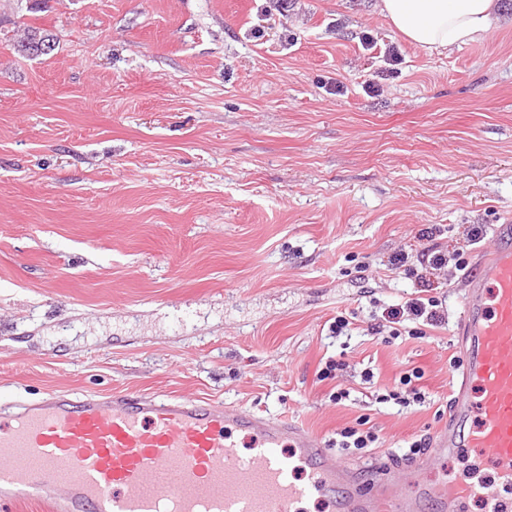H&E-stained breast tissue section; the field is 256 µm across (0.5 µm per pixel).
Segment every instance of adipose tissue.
Here are the masks:
<instances>
[{"label":"adipose tissue","instance_id":"ef3b65f1","mask_svg":"<svg viewBox=\"0 0 512 512\" xmlns=\"http://www.w3.org/2000/svg\"><path fill=\"white\" fill-rule=\"evenodd\" d=\"M499 0H379L380 14L411 43L454 47L477 41L492 27Z\"/></svg>","mask_w":512,"mask_h":512}]
</instances>
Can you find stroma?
Returning <instances> with one entry per match:
<instances>
[{"label": "stroma", "instance_id": "stroma-1", "mask_svg": "<svg viewBox=\"0 0 512 512\" xmlns=\"http://www.w3.org/2000/svg\"><path fill=\"white\" fill-rule=\"evenodd\" d=\"M500 4L481 40L430 49L376 0H0V401L206 398L323 443L364 418L381 445L341 464L367 491L405 485L401 448L447 425L461 366L477 256L457 246L512 221ZM25 23L49 55L17 51ZM431 248L448 268L410 274ZM422 292L447 326L368 334ZM329 359L346 367L324 380ZM411 369L423 403H374ZM474 458H429L428 477L482 480L469 512H488Z\"/></svg>", "mask_w": 512, "mask_h": 512}]
</instances>
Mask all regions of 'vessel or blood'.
Here are the masks:
<instances>
[{"mask_svg":"<svg viewBox=\"0 0 512 512\" xmlns=\"http://www.w3.org/2000/svg\"><path fill=\"white\" fill-rule=\"evenodd\" d=\"M497 246L469 276L460 327L462 381L453 414L432 448H474L502 486L512 487V224L494 227ZM253 452L242 457L236 433ZM308 478L299 484L296 470ZM477 488L415 474L412 491L365 492L355 470L337 466L312 435L199 398L101 396L50 391L0 415V501H55L65 512H464Z\"/></svg>","mask_w":512,"mask_h":512,"instance_id":"1","label":"vessel or blood"}]
</instances>
